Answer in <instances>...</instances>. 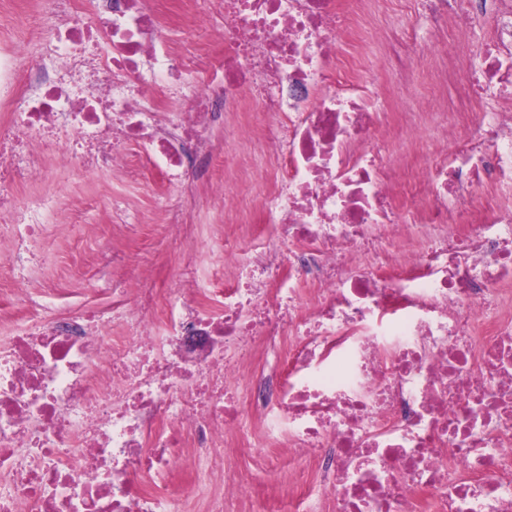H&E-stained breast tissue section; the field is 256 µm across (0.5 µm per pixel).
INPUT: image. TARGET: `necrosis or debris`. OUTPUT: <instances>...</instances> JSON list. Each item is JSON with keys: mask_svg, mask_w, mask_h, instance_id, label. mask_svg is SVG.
Masks as SVG:
<instances>
[{"mask_svg": "<svg viewBox=\"0 0 512 512\" xmlns=\"http://www.w3.org/2000/svg\"><path fill=\"white\" fill-rule=\"evenodd\" d=\"M42 0L55 20L30 64L20 15L0 49V216L9 262L53 232L51 192L18 202L15 185L47 168L131 165L186 187L212 154L207 129L263 130L271 190L245 204L248 252L207 237L220 263L195 259L161 300L148 267L122 281L121 310L60 317L31 290L0 337V512H181L204 469L225 501L252 496L224 465L235 449L279 442L321 472L335 512H512V111L376 107V78L336 77L337 36L366 25L368 0H180L217 20L197 46L161 36L162 0ZM434 28L473 33L478 0H426ZM461 78L469 98L512 85V56L486 51ZM185 99L179 112L170 101ZM428 140V163L384 159L391 141ZM486 189L463 210L469 187ZM281 346L278 369L236 367L248 344Z\"/></svg>", "mask_w": 512, "mask_h": 512, "instance_id": "obj_1", "label": "necrosis or debris"}]
</instances>
